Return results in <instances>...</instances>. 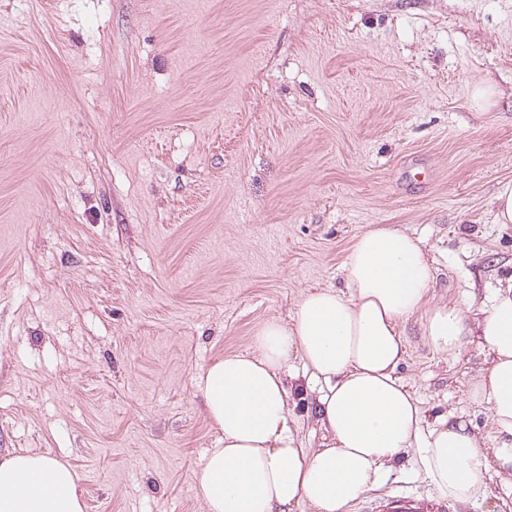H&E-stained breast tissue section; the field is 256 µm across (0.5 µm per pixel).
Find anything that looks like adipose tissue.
Returning a JSON list of instances; mask_svg holds the SVG:
<instances>
[{
    "label": "adipose tissue",
    "instance_id": "ef3b65f1",
    "mask_svg": "<svg viewBox=\"0 0 512 512\" xmlns=\"http://www.w3.org/2000/svg\"><path fill=\"white\" fill-rule=\"evenodd\" d=\"M343 271V287L307 292L291 323L267 321L251 352L219 358L196 376L221 433L193 472L204 512H348L380 467L411 449L444 499H471L489 468L512 475V284L473 322L457 306H429L428 252L391 224L360 234ZM418 314L437 351L453 356L475 340L489 351L468 398L491 412L501 437L492 453L464 420L425 426L418 400L397 377L400 327ZM294 353L316 396L323 441L313 450L289 424ZM0 512H83L72 468L40 452L0 456Z\"/></svg>",
    "mask_w": 512,
    "mask_h": 512
}]
</instances>
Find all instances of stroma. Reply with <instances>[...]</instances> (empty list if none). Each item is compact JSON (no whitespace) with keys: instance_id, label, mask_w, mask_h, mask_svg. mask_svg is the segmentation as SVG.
<instances>
[{"instance_id":"obj_1","label":"stroma","mask_w":512,"mask_h":512,"mask_svg":"<svg viewBox=\"0 0 512 512\" xmlns=\"http://www.w3.org/2000/svg\"><path fill=\"white\" fill-rule=\"evenodd\" d=\"M506 182L512 0H0V455L67 462L85 512H203L195 376L341 287L376 224L477 316L512 276ZM402 332L426 422L496 447L488 351ZM405 495H435L411 453L349 512ZM449 512H512V479ZM495 223L512 224V183L503 184L493 198Z\"/></svg>"}]
</instances>
